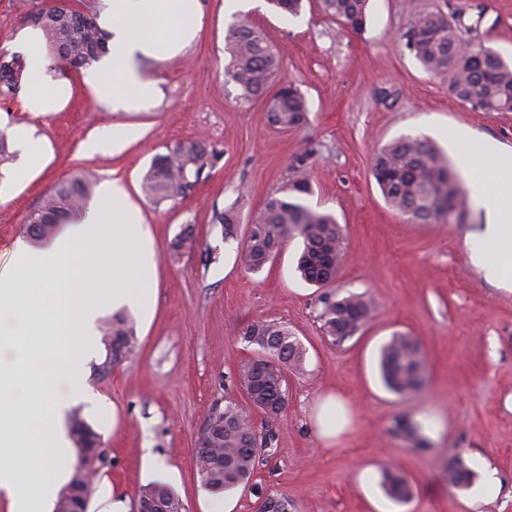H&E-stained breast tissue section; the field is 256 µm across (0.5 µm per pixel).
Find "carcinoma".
<instances>
[{
	"label": "carcinoma",
	"mask_w": 512,
	"mask_h": 512,
	"mask_svg": "<svg viewBox=\"0 0 512 512\" xmlns=\"http://www.w3.org/2000/svg\"><path fill=\"white\" fill-rule=\"evenodd\" d=\"M303 0H269L282 13L298 16ZM369 0H323V10L334 21L354 30L364 28ZM30 29L44 41L54 67L90 69L107 53L111 34L97 17L72 9L68 0L26 16ZM464 23L456 15L439 9L410 7L396 39L429 75L448 79V90L460 101L487 112H512V60L481 40L463 35ZM224 52L229 61L225 75L241 91L247 102L262 100L270 123L284 131L298 129L309 120L305 95L292 83H276L282 64L280 53L253 25L229 27ZM27 64L22 57L0 54V93L14 95L21 89ZM222 152L204 139L186 140L153 156L141 188L152 202L176 201L188 196L201 182L205 171L215 166ZM372 175L387 203L412 224H446L464 192L461 177L448 158L432 143L402 136L376 150L371 161ZM94 183L85 177L58 182L44 204L30 211L22 233L35 241H46L58 225L80 215L93 194ZM312 186L305 170V157L297 159L291 178L267 198L251 225L246 245L238 253L241 266L258 274L292 239L301 240L296 271L305 282L326 288L336 278L343 257L344 233L336 218L312 208L307 198ZM214 222L224 227V239L237 236L239 212L233 206L215 212ZM195 245L190 224L171 241L173 259ZM321 313L324 334L341 344L359 333L370 321L374 303L364 294L338 297L325 294ZM136 325L125 314L107 322L102 336L111 364L120 363L133 351ZM244 341L254 346L257 356L238 371L236 381L253 407L268 422V433L258 437L251 413L236 401L210 410L197 441L195 464L202 484L213 493L247 483L263 461L275 437L273 424L286 407L287 375L303 371L306 351L288 326L275 321H259L241 330ZM379 369L385 387L399 396L421 388L425 362L417 341L396 333L381 351ZM395 431L423 447L427 439L423 426L399 420ZM71 439L78 448L99 445V435L74 412ZM94 474L72 465L66 487L92 492ZM471 472L462 459L448 463V484L467 485ZM380 485L386 496L405 502L411 496L406 478L393 468L381 472ZM139 503L169 512H184L181 499L167 486L153 484L139 497Z\"/></svg>",
	"instance_id": "cac0c4a2"
}]
</instances>
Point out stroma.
Masks as SVG:
<instances>
[{
  "mask_svg": "<svg viewBox=\"0 0 512 512\" xmlns=\"http://www.w3.org/2000/svg\"><path fill=\"white\" fill-rule=\"evenodd\" d=\"M463 21L476 36L512 58V0H418ZM197 33L170 61L141 59L157 80L158 96L113 109L97 70L54 72L68 98L52 112H32L39 91L26 80L0 96V132L26 131L44 158L29 170L21 155L0 166V275L13 272L11 249L28 213L62 180L93 176L118 182L141 215L153 251L145 278L149 302L131 309L137 327L133 354L99 377L104 359L93 339L86 381L93 402L82 418L100 437L88 512L122 500L137 512L143 488L168 485L185 512H202L196 471L197 439L213 405L245 402L238 368L252 351L240 332L256 321L286 324L306 349L304 371L288 377V405L269 456L243 484L236 512H258L262 495H282L291 512H512V289L485 280L469 258L467 236L483 222L472 195L459 201L450 224H412L386 203L371 173L374 152L392 140L421 136L437 144L459 172L481 163L485 140L512 151V112H486L461 103L447 80L428 76L397 42L407 0H371L363 31L325 15L321 0H303L299 16L271 11L267 0L246 10L241 0H199ZM49 0H0V53L43 54L25 43L23 18ZM262 28L280 49V80L306 96V126L283 131L268 121L263 101L242 102L224 75L229 26ZM133 124L141 136L118 154L87 153L90 138ZM206 137L222 157L185 199L154 204L140 180L156 153ZM306 156L313 189L309 204L344 228V259L332 286L339 295L364 293L376 311L343 344L325 336L323 292L294 272L297 242L258 274L237 260L266 198L281 189L297 157ZM238 206V238L225 242L214 210ZM197 247L177 262L166 253L184 225ZM419 342L423 387L399 396L378 372L380 347L393 334ZM335 396L343 413L334 438L320 434V406ZM423 423L430 446L421 450L394 432L397 418ZM462 458L496 481L483 500L472 487L448 483V464ZM397 468L412 496L397 503L383 493V467Z\"/></svg>",
  "mask_w": 512,
  "mask_h": 512,
  "instance_id": "stroma-1",
  "label": "stroma"
}]
</instances>
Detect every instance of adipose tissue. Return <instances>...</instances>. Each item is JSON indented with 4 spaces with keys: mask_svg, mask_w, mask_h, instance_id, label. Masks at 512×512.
Returning <instances> with one entry per match:
<instances>
[{
    "mask_svg": "<svg viewBox=\"0 0 512 512\" xmlns=\"http://www.w3.org/2000/svg\"><path fill=\"white\" fill-rule=\"evenodd\" d=\"M198 12V0H112L104 14L113 32L107 81L130 96L154 98L157 82L142 74L137 58H174L194 38L192 21ZM482 154L491 160V168H471L467 182L485 212L482 229L469 236L470 260L489 282L508 285L512 283V156L503 157L490 142L484 144Z\"/></svg>",
    "mask_w": 512,
    "mask_h": 512,
    "instance_id": "obj_1",
    "label": "adipose tissue"
}]
</instances>
